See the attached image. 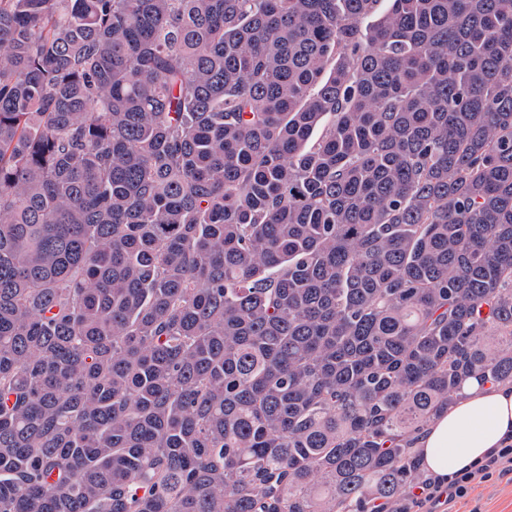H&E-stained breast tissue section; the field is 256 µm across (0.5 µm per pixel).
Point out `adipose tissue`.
I'll return each mask as SVG.
<instances>
[{
	"label": "adipose tissue",
	"instance_id": "ef3b65f1",
	"mask_svg": "<svg viewBox=\"0 0 512 512\" xmlns=\"http://www.w3.org/2000/svg\"><path fill=\"white\" fill-rule=\"evenodd\" d=\"M512 442V391L469 381L447 414L426 424L417 441L428 472L440 480L468 469L490 449Z\"/></svg>",
	"mask_w": 512,
	"mask_h": 512
}]
</instances>
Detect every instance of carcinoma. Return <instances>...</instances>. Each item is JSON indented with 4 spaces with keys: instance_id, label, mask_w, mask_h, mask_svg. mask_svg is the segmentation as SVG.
I'll use <instances>...</instances> for the list:
<instances>
[{
    "instance_id": "cac0c4a2",
    "label": "carcinoma",
    "mask_w": 512,
    "mask_h": 512,
    "mask_svg": "<svg viewBox=\"0 0 512 512\" xmlns=\"http://www.w3.org/2000/svg\"><path fill=\"white\" fill-rule=\"evenodd\" d=\"M0 0V512H364L512 386V0Z\"/></svg>"
}]
</instances>
